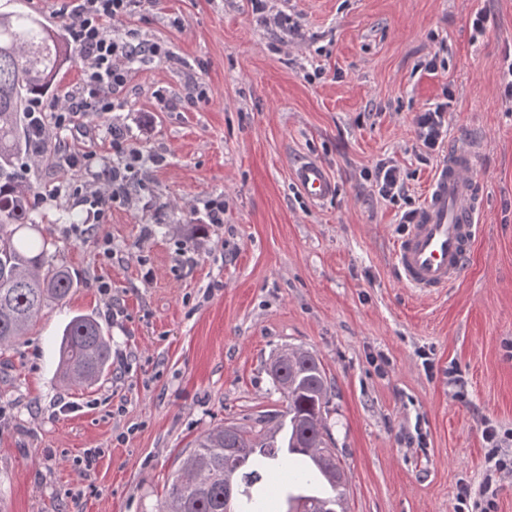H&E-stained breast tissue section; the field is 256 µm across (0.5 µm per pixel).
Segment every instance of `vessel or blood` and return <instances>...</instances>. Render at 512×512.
<instances>
[{"label": "vessel or blood", "instance_id": "1", "mask_svg": "<svg viewBox=\"0 0 512 512\" xmlns=\"http://www.w3.org/2000/svg\"><path fill=\"white\" fill-rule=\"evenodd\" d=\"M477 159L475 145L459 142L436 167L422 206L394 248V268L406 287L434 295L452 288L462 277L482 208ZM294 178L302 194L313 202L327 200L334 192V182L320 163L301 164Z\"/></svg>", "mask_w": 512, "mask_h": 512}]
</instances>
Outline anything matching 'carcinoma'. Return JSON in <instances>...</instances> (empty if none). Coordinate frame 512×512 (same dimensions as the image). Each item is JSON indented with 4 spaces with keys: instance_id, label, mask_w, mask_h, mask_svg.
Instances as JSON below:
<instances>
[{
    "instance_id": "1",
    "label": "carcinoma",
    "mask_w": 512,
    "mask_h": 512,
    "mask_svg": "<svg viewBox=\"0 0 512 512\" xmlns=\"http://www.w3.org/2000/svg\"><path fill=\"white\" fill-rule=\"evenodd\" d=\"M0 4V350L12 346L49 301L69 298L79 281L45 257L36 226L35 193L20 160L46 143L31 127L19 132L28 102L45 96L70 60L62 34L26 12ZM58 375L69 388H88L112 365V346L100 322L74 316L62 331ZM266 372L287 403L265 411L257 427L221 423L203 431L173 476L159 512H345L346 477L327 425L333 383L313 352L289 347L273 353Z\"/></svg>"
}]
</instances>
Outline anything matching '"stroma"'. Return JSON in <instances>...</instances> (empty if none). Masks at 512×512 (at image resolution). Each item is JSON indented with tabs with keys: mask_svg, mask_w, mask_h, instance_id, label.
Wrapping results in <instances>:
<instances>
[{
	"mask_svg": "<svg viewBox=\"0 0 512 512\" xmlns=\"http://www.w3.org/2000/svg\"><path fill=\"white\" fill-rule=\"evenodd\" d=\"M268 7L296 28L249 0H150L122 27L169 57L133 62L115 111L84 113L27 162L47 254L81 286L0 352V512H157L200 433L285 410L264 364L286 345L314 352L334 384L348 512H453L460 480L483 477L485 423L512 429V0ZM447 88L450 139L479 143L483 206L463 276L429 297L398 279L393 250L437 167L411 121ZM116 131L138 160L113 148ZM72 151L125 172L128 194L103 218L91 172L62 160ZM385 157L407 175L393 204L362 178ZM305 160L327 169L330 199L301 194ZM219 195L223 223H202ZM79 313L106 329L112 368L67 389L56 340Z\"/></svg>",
	"mask_w": 512,
	"mask_h": 512,
	"instance_id": "stroma-1",
	"label": "stroma"
}]
</instances>
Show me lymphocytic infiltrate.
Segmentation results:
<instances>
[{
	"mask_svg": "<svg viewBox=\"0 0 512 512\" xmlns=\"http://www.w3.org/2000/svg\"><path fill=\"white\" fill-rule=\"evenodd\" d=\"M145 5L146 0H62L59 13L65 20L68 41L79 51L82 81L75 91L56 101L51 110L53 121H46L43 108L32 109L28 119L42 135H49L51 126L71 124L90 109L115 111L114 93L126 84L134 59L167 56L164 44L135 43L117 29L126 17ZM454 99L453 92H446L443 101L414 114L415 144L424 158L442 153L448 141V112ZM93 161V156L86 154H73L67 159L71 166L93 169V201L103 206L124 195L125 177L116 168L94 169ZM365 177L373 194L383 201L393 203L407 195V176L393 159H380Z\"/></svg>",
	"mask_w": 512,
	"mask_h": 512,
	"instance_id": "obj_1",
	"label": "lymphocytic infiltrate"
}]
</instances>
